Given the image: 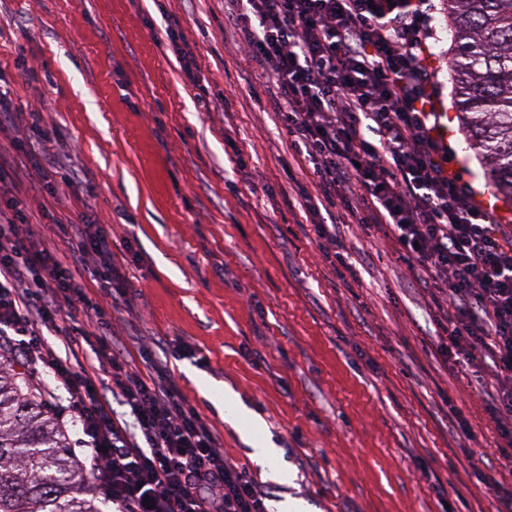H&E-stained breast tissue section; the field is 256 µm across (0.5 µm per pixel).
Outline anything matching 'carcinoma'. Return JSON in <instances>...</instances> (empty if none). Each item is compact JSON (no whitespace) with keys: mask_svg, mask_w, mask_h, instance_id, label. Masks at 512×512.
Segmentation results:
<instances>
[{"mask_svg":"<svg viewBox=\"0 0 512 512\" xmlns=\"http://www.w3.org/2000/svg\"><path fill=\"white\" fill-rule=\"evenodd\" d=\"M450 66L468 148L485 185L512 202V0H448ZM56 415L0 359V512H99Z\"/></svg>","mask_w":512,"mask_h":512,"instance_id":"obj_1","label":"carcinoma"}]
</instances>
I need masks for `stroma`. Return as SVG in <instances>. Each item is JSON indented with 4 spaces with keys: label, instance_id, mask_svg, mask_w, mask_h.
I'll use <instances>...</instances> for the list:
<instances>
[{
    "label": "stroma",
    "instance_id": "stroma-1",
    "mask_svg": "<svg viewBox=\"0 0 512 512\" xmlns=\"http://www.w3.org/2000/svg\"><path fill=\"white\" fill-rule=\"evenodd\" d=\"M226 0H0V88L19 119L41 112L60 129L54 153L71 156L77 181L31 185L43 239L52 217L88 209L134 261L120 298L90 296L126 340L131 368L152 371L168 344L172 379L221 439L226 456L307 512H512L481 481L512 489V460L470 370L444 362L427 292L390 240L358 225L340 230L349 268L316 240L306 196L318 193L309 164L293 156L271 82L241 47L224 40ZM431 0V36L420 58L439 110L456 115L451 40ZM179 25L193 54L185 76L167 51ZM448 168L464 191L484 189V166L448 140ZM204 378L260 420L274 455L252 458L241 426L199 390ZM42 397L63 419L79 462L81 427L69 398L43 376ZM461 411L469 445L448 424ZM484 461L474 475L470 458Z\"/></svg>",
    "mask_w": 512,
    "mask_h": 512
}]
</instances>
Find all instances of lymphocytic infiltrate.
Masks as SVG:
<instances>
[{"mask_svg": "<svg viewBox=\"0 0 512 512\" xmlns=\"http://www.w3.org/2000/svg\"><path fill=\"white\" fill-rule=\"evenodd\" d=\"M232 2L224 29L271 79L269 105L319 179V195L306 200L317 239L340 263L345 219L395 242L432 295L443 356L482 361L489 379L480 395L496 446L511 458L512 231L447 170L432 75L419 60L429 0ZM16 116L0 92V128L14 129L13 148L70 180L74 168L45 147L54 131L36 119L17 128ZM9 180L0 161V351L41 363L68 394L117 512H268L265 485L225 455L167 368L131 372L111 322L76 320V311L96 306L86 282L124 292L111 237L78 213L55 226L71 246L59 255L32 233L28 199L3 193ZM48 331L63 337L62 350L48 345ZM80 354L85 366L73 367Z\"/></svg>", "mask_w": 512, "mask_h": 512, "instance_id": "obj_1", "label": "lymphocytic infiltrate"}]
</instances>
